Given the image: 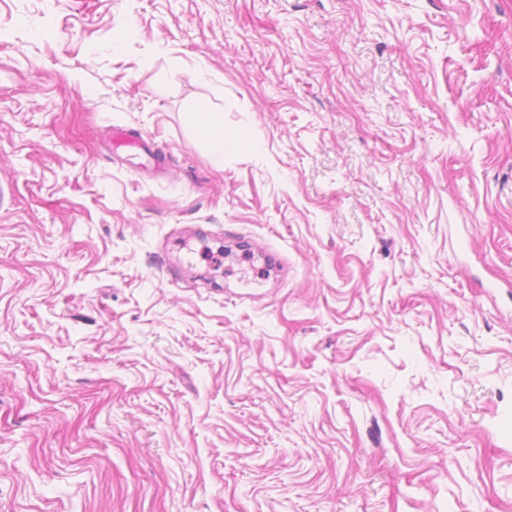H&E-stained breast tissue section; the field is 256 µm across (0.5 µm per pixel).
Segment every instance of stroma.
<instances>
[{
	"label": "stroma",
	"mask_w": 512,
	"mask_h": 512,
	"mask_svg": "<svg viewBox=\"0 0 512 512\" xmlns=\"http://www.w3.org/2000/svg\"><path fill=\"white\" fill-rule=\"evenodd\" d=\"M0 512H512V0H0Z\"/></svg>",
	"instance_id": "35a3bbf8"
}]
</instances>
